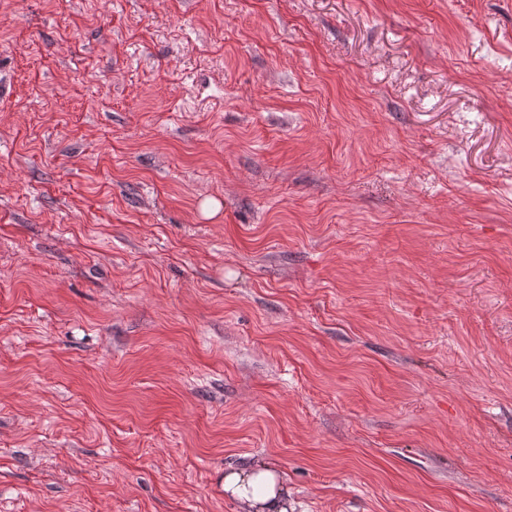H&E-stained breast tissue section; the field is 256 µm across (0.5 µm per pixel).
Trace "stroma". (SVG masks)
<instances>
[{
  "label": "stroma",
  "mask_w": 512,
  "mask_h": 512,
  "mask_svg": "<svg viewBox=\"0 0 512 512\" xmlns=\"http://www.w3.org/2000/svg\"><path fill=\"white\" fill-rule=\"evenodd\" d=\"M260 460L512 512V0H0V512Z\"/></svg>",
  "instance_id": "obj_1"
}]
</instances>
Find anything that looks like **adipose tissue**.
I'll return each mask as SVG.
<instances>
[{
	"instance_id": "adipose-tissue-1",
	"label": "adipose tissue",
	"mask_w": 512,
	"mask_h": 512,
	"mask_svg": "<svg viewBox=\"0 0 512 512\" xmlns=\"http://www.w3.org/2000/svg\"><path fill=\"white\" fill-rule=\"evenodd\" d=\"M224 493L245 503L248 512H292L290 493L278 470L270 463L256 462L224 474Z\"/></svg>"
}]
</instances>
